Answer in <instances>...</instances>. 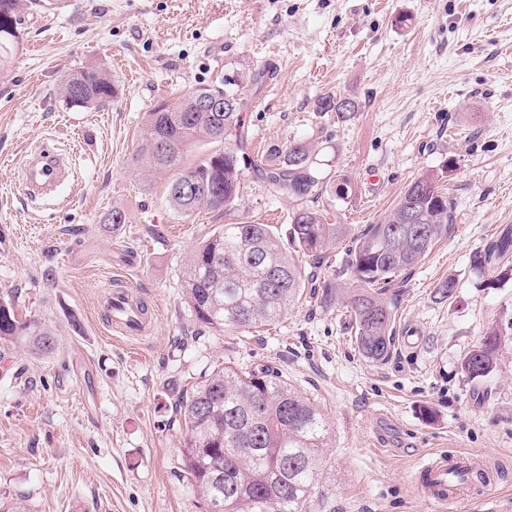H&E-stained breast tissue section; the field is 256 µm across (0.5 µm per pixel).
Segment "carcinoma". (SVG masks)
<instances>
[{
    "label": "carcinoma",
    "instance_id": "cac0c4a2",
    "mask_svg": "<svg viewBox=\"0 0 512 512\" xmlns=\"http://www.w3.org/2000/svg\"><path fill=\"white\" fill-rule=\"evenodd\" d=\"M43 0H0V67L19 50L25 15L42 10ZM84 86L70 96L69 84ZM112 72L105 65L81 66L62 81L59 95L69 107L101 109L116 94ZM206 93L235 100L224 112L196 111V98ZM238 92L216 85L198 87L177 101H160L149 112L148 130L132 157L144 173H171L169 202L175 210L229 211L239 199L242 178L251 174L278 192L306 201L329 184L308 142H292L283 150L240 164L246 146ZM320 109L340 119L357 110L349 98L327 97ZM235 138L237 148H224L197 165L180 169V151L192 140ZM167 141L166 155L155 145ZM451 162L412 182L386 215L355 237L346 253L344 281H328L320 298L328 303L343 296L354 331V343L365 360L384 364L395 349V285L448 236L457 219L454 199L439 183ZM197 181L204 191L189 200L172 187ZM289 241L295 251L316 261L347 235V225L328 224L307 207L293 210ZM512 255V232L504 231L480 255V269H497ZM309 275L281 246L266 224H226L186 258L182 296L195 321L213 329H251L278 321L301 300ZM512 321L491 327L477 345L481 358L469 350L460 358V372L480 381L497 368L502 342ZM24 342L36 354L56 348L53 332L34 318L20 319L12 301L0 299V340ZM185 433L177 458L181 476L201 500L205 512H310L325 480L323 451L332 435L320 406L268 365L253 369L219 364L204 380L178 399Z\"/></svg>",
    "mask_w": 512,
    "mask_h": 512
}]
</instances>
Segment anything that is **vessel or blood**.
<instances>
[{"instance_id":"1","label":"vessel or blood","mask_w":512,"mask_h":512,"mask_svg":"<svg viewBox=\"0 0 512 512\" xmlns=\"http://www.w3.org/2000/svg\"><path fill=\"white\" fill-rule=\"evenodd\" d=\"M67 168L60 156L50 149H43L27 164V190L42 192L65 181ZM105 308L110 321L124 331L140 332L147 324L138 295L129 288H117L105 298ZM479 472L484 482H491L492 472L487 471L483 459L467 453H439L430 456L415 470L412 482L417 492L427 501L443 507L454 505L462 496L466 485L461 475Z\"/></svg>"}]
</instances>
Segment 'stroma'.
<instances>
[{"label":"stroma","mask_w":512,"mask_h":512,"mask_svg":"<svg viewBox=\"0 0 512 512\" xmlns=\"http://www.w3.org/2000/svg\"><path fill=\"white\" fill-rule=\"evenodd\" d=\"M0 70V297L44 322L48 356L0 340V503L26 512H205L179 475L176 410L187 383L220 363L277 369L321 402L336 474L312 512H439L415 491L419 461L440 452L487 460L456 512H512V340L473 383L461 356L512 319V276L488 286L484 247L512 228V0H66L37 11ZM105 62L118 94L102 110L68 109L57 89ZM234 83L248 154L313 142L323 174L350 179L309 208L346 238L323 260L297 256L317 281L338 272L353 238L407 185L452 161L457 222L399 288L395 350L365 361L343 300L303 297L279 321L214 330L194 320L180 281L188 253L225 224H267L288 238L295 199L245 180L230 213L177 212L167 175L131 163L150 110L216 80ZM347 97V120L319 108ZM47 146L69 163L51 195L27 198L23 170ZM130 217L101 224L113 207ZM455 279L449 299L438 286ZM154 313L126 335L101 305L115 283Z\"/></svg>","instance_id":"obj_1"}]
</instances>
